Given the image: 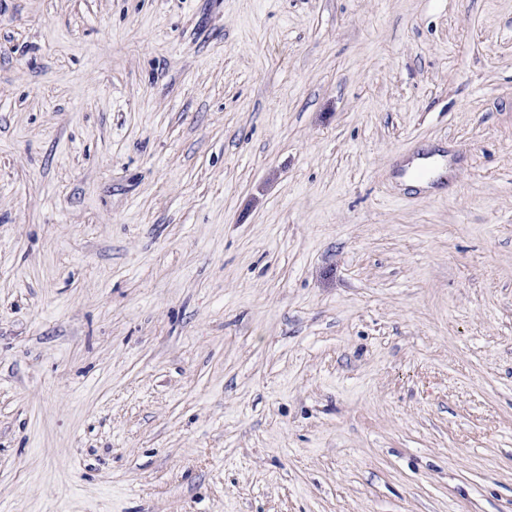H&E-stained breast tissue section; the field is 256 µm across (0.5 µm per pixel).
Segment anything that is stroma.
I'll return each instance as SVG.
<instances>
[{"label":"stroma","instance_id":"1","mask_svg":"<svg viewBox=\"0 0 512 512\" xmlns=\"http://www.w3.org/2000/svg\"><path fill=\"white\" fill-rule=\"evenodd\" d=\"M0 512H512V0H0Z\"/></svg>","mask_w":512,"mask_h":512}]
</instances>
